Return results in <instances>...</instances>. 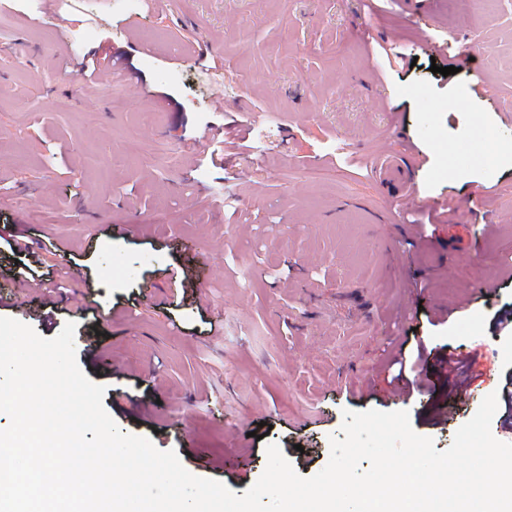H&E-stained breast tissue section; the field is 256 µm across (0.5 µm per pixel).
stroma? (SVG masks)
Returning a JSON list of instances; mask_svg holds the SVG:
<instances>
[{"instance_id": "35a3bbf8", "label": "stroma", "mask_w": 512, "mask_h": 512, "mask_svg": "<svg viewBox=\"0 0 512 512\" xmlns=\"http://www.w3.org/2000/svg\"><path fill=\"white\" fill-rule=\"evenodd\" d=\"M426 3L0 0V225L53 271L0 317L75 322L120 429L239 495L267 445L308 477L344 412L393 411L380 392L420 342L430 391L402 408L447 449L512 389V0ZM113 52L126 72L85 82ZM395 153L399 208L375 169ZM460 350L474 393L439 425Z\"/></svg>"}]
</instances>
